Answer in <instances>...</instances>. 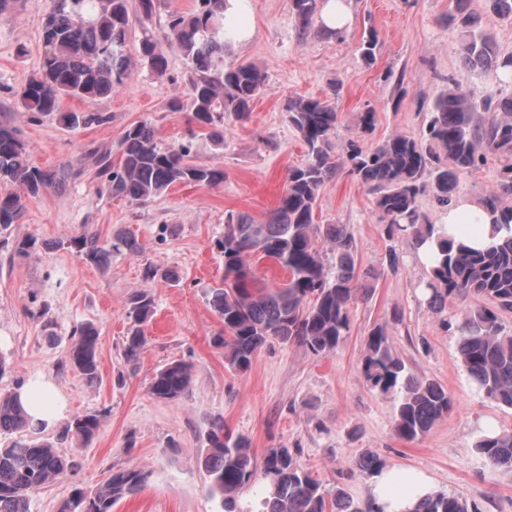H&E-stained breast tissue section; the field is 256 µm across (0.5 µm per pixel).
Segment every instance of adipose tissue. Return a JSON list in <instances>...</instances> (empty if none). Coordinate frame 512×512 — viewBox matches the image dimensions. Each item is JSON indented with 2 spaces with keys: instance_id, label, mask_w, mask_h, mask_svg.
I'll return each instance as SVG.
<instances>
[{
  "instance_id": "adipose-tissue-1",
  "label": "adipose tissue",
  "mask_w": 512,
  "mask_h": 512,
  "mask_svg": "<svg viewBox=\"0 0 512 512\" xmlns=\"http://www.w3.org/2000/svg\"><path fill=\"white\" fill-rule=\"evenodd\" d=\"M439 221L446 227L449 238L461 240L477 249L487 248L491 216L473 199L463 196L454 200L440 214ZM432 488L431 480L416 469H386L376 475L370 497L381 512H405Z\"/></svg>"
}]
</instances>
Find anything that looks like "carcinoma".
Here are the masks:
<instances>
[{
	"label": "carcinoma",
	"mask_w": 512,
	"mask_h": 512,
	"mask_svg": "<svg viewBox=\"0 0 512 512\" xmlns=\"http://www.w3.org/2000/svg\"><path fill=\"white\" fill-rule=\"evenodd\" d=\"M190 14H171L168 38L195 70L187 102L174 100L170 109L192 112L195 127L180 143L162 147L153 126L139 122L126 130L119 145L117 164L99 159L105 190L116 198L145 202L174 184L214 187L224 183V168L191 160L193 140L203 131L214 146L224 145V120L244 121L267 81L265 71L252 62L227 63L224 58L232 33L224 29L228 0H196ZM302 31L315 22L320 0H290ZM472 0H454L448 24L461 34L460 55L465 65L493 79L512 76V53L502 54L494 37L482 26ZM52 0L45 14L42 40L46 52L40 70L18 90L23 107L40 114L57 113L68 128L100 124L99 112H63L65 97L96 100L112 95L131 74L126 54L127 38L134 24L141 29L139 56L156 75L166 70L148 28L153 0ZM488 12L512 18V0H485ZM375 30L360 44L363 60L375 61ZM491 112L485 118L479 112ZM289 125L304 142V162L288 170L287 188L277 206L263 221L231 213L224 235L215 248L224 259L220 285L209 290L207 302L223 324L214 344L224 349V361L235 372L247 371L262 347L272 341L296 344L315 356L328 355L350 331V309L365 284L356 271L357 243L346 224H318L314 216L323 187L340 170L374 194L376 210L386 223L388 238L409 239L412 250L430 241L432 262L422 281L429 291L428 304L446 308L456 297H480L489 304L465 314L459 325L458 360L483 395L512 408V332L500 322L501 313L512 312V94L478 104L456 86L441 92L428 113L419 137L395 134L373 148L356 139L342 148L343 162L335 160L339 112L327 100L291 99L285 106ZM498 156L501 164L496 188L481 201L497 216L501 243L474 250L439 231L418 206V197L429 191L442 209L457 189L461 175ZM69 176L63 167L52 171L34 165L15 130L0 125V234L21 223L26 199L57 188ZM82 262L107 269L114 253H137L135 236L120 232L112 240L85 227L66 240L53 243ZM260 256L288 272L283 283H263L254 275L249 258ZM154 315V299L146 290L133 292L127 301L129 327L123 354L137 363L147 343V328ZM98 329L91 323L69 336L67 361L90 385L100 381ZM363 373L371 387L393 402V431L412 442L426 435L448 414L451 400L440 383L412 373L393 353L383 325L368 333ZM194 365L174 360L157 370L149 393L162 401L175 400L189 388ZM23 383L0 391V435H11L32 426L20 400ZM106 411L74 417L62 432L83 444L93 440ZM473 448L495 468L512 472V431L482 435ZM201 466L208 477L207 491L219 500L221 512H376L370 500L354 498L342 487L329 489L303 469L289 448H271L262 459L252 454L247 437L212 420ZM369 474L384 464L372 452L357 461ZM67 463L48 442L15 439L0 448V512H29L30 496L54 482ZM151 473L139 468L109 470L96 489L75 487L61 501L58 512H113L115 505L137 495ZM260 487L253 498L246 490ZM407 512H477L466 500L435 489Z\"/></svg>",
	"instance_id": "cac0c4a2"
}]
</instances>
